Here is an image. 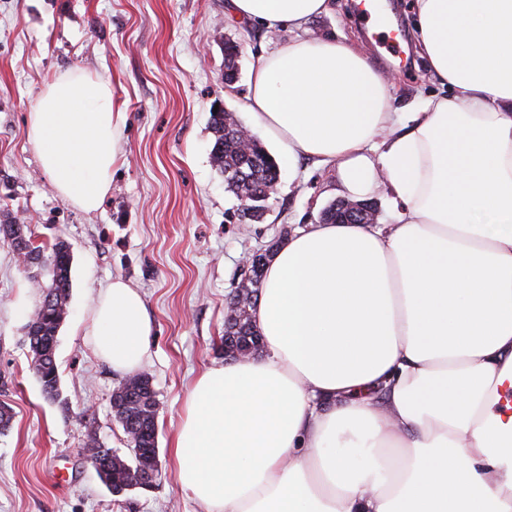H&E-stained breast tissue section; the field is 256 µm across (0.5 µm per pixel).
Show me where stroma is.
I'll list each match as a JSON object with an SVG mask.
<instances>
[{
  "instance_id": "1",
  "label": "stroma",
  "mask_w": 512,
  "mask_h": 512,
  "mask_svg": "<svg viewBox=\"0 0 512 512\" xmlns=\"http://www.w3.org/2000/svg\"><path fill=\"white\" fill-rule=\"evenodd\" d=\"M398 32L388 57L357 15L356 0H333L308 35L358 34L389 76L401 110L439 93L414 52V0H378ZM225 0H0V213L27 220L37 241L73 251L68 315L55 353L61 398L46 400L30 368L25 326L41 295L14 252L0 244V402L15 418L0 435V512H203L176 479L173 444L187 392L223 364L225 298L242 261L305 225L337 199L336 171L279 165L264 223L241 222L238 201L211 161V111L244 109L254 54L287 39L224 16ZM242 44L239 77L224 84V43ZM82 72L107 81L123 103L124 153L100 210L61 199L28 142L27 117L46 84ZM137 286L153 323L144 367L158 395L162 473L152 490L112 496L89 461L87 437L128 455L112 415L121 374L93 352L90 299L113 277Z\"/></svg>"
}]
</instances>
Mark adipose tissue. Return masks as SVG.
Segmentation results:
<instances>
[{
  "instance_id": "adipose-tissue-1",
  "label": "adipose tissue",
  "mask_w": 512,
  "mask_h": 512,
  "mask_svg": "<svg viewBox=\"0 0 512 512\" xmlns=\"http://www.w3.org/2000/svg\"><path fill=\"white\" fill-rule=\"evenodd\" d=\"M294 32L253 57L245 107L279 157L334 167L391 224H308L269 258L260 355L187 393L179 484L205 512H512V0H415L447 92L400 111L355 45L303 37L330 0H229ZM126 125L108 83L67 73L27 119L57 194L87 212ZM96 355L141 369L153 327L116 278L91 303Z\"/></svg>"
}]
</instances>
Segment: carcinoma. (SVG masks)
Masks as SVG:
<instances>
[{"label": "carcinoma", "instance_id": "1", "mask_svg": "<svg viewBox=\"0 0 512 512\" xmlns=\"http://www.w3.org/2000/svg\"><path fill=\"white\" fill-rule=\"evenodd\" d=\"M236 124L233 115L222 110L211 112L210 130L213 136L211 158L224 177V189L234 196L247 195L262 190L278 178V165L259 140H254L250 150L240 147L239 139L225 132V127ZM243 169L249 170L250 181L237 177ZM21 237L26 252L22 266L29 271L45 264L44 274L48 282L42 283L30 276L34 286L52 296L51 306L38 305L26 325V338L32 355V367L37 374L44 397L55 401L60 396V377L56 360L43 354V344L58 338L59 330L68 314V303L72 288L71 269L73 256L66 251L65 241L58 240L46 251L34 243L32 231L25 224H15L8 218L0 222V242L12 245ZM247 285L239 289L241 306L227 312L221 348L227 357L249 349L259 338L251 319V308L255 304L264 268L249 266ZM156 391L152 378L146 373H134L126 377L112 393V409L121 422L127 436L132 462L120 456L112 461L100 474L102 482L116 496L123 494L136 481L141 469L149 468L152 458L148 449L158 447Z\"/></svg>", "mask_w": 512, "mask_h": 512}]
</instances>
